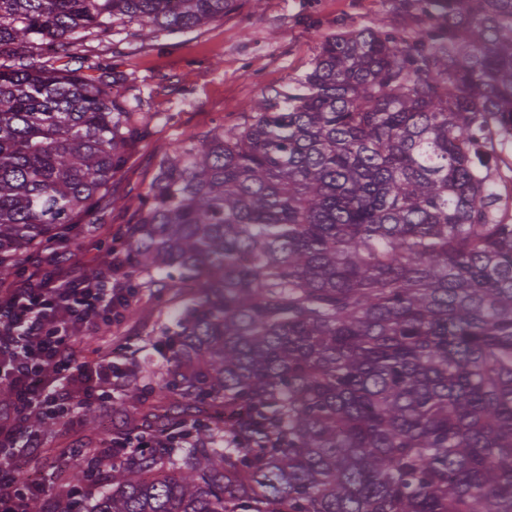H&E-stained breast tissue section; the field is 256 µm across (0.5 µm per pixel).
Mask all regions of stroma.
I'll return each mask as SVG.
<instances>
[{
	"mask_svg": "<svg viewBox=\"0 0 512 512\" xmlns=\"http://www.w3.org/2000/svg\"><path fill=\"white\" fill-rule=\"evenodd\" d=\"M388 8V0H236L223 18L198 27L139 37L136 24H118L73 47L70 67L99 63L111 69L121 77L118 91L140 99L152 120L108 185V197L120 206L104 214V234L71 238L61 252L85 271L124 251V231L136 221L141 197L186 135L245 122L250 103L264 92L295 86L326 37L376 24L387 18ZM131 307L113 317L110 327L84 338V359L94 361L101 348L115 349L121 357H135L141 380L149 384L166 371L154 349L166 317L139 288ZM93 410L95 426L78 420L55 426L48 447L110 446L113 434L126 426L128 409L100 402Z\"/></svg>",
	"mask_w": 512,
	"mask_h": 512,
	"instance_id": "1",
	"label": "stroma"
}]
</instances>
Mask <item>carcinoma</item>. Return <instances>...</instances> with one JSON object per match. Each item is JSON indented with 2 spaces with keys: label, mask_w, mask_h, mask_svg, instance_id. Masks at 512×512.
<instances>
[{
  "label": "carcinoma",
  "mask_w": 512,
  "mask_h": 512,
  "mask_svg": "<svg viewBox=\"0 0 512 512\" xmlns=\"http://www.w3.org/2000/svg\"><path fill=\"white\" fill-rule=\"evenodd\" d=\"M233 4L0 0V280L100 222L151 120L71 47ZM390 11L160 165L126 275L174 290L170 368L125 401L162 439L113 450L84 512H512V0Z\"/></svg>",
  "instance_id": "cac0c4a2"
}]
</instances>
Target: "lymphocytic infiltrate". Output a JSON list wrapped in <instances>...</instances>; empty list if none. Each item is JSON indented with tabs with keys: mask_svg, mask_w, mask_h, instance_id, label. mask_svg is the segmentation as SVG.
<instances>
[{
	"mask_svg": "<svg viewBox=\"0 0 512 512\" xmlns=\"http://www.w3.org/2000/svg\"><path fill=\"white\" fill-rule=\"evenodd\" d=\"M122 265V257H113L90 284L58 253L40 252L16 279L0 282V386L12 394L0 405V512H29L39 499L49 512H73L71 491L31 473L30 462L44 452L42 422L71 418L124 385L115 352L89 364L79 346L92 328L130 305Z\"/></svg>",
	"mask_w": 512,
	"mask_h": 512,
	"instance_id": "1",
	"label": "lymphocytic infiltrate"
}]
</instances>
